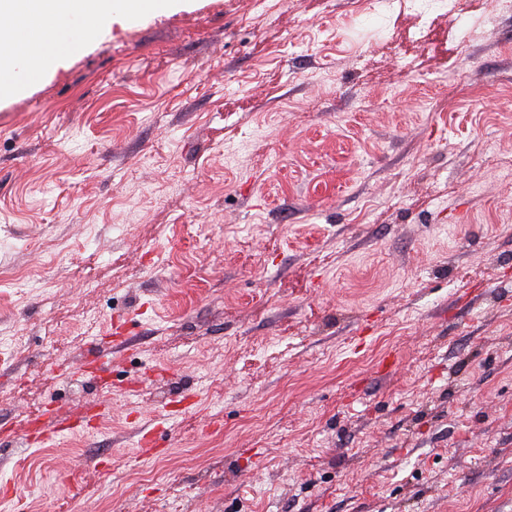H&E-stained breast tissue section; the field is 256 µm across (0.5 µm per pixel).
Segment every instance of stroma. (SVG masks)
<instances>
[{"instance_id": "35a3bbf8", "label": "stroma", "mask_w": 512, "mask_h": 512, "mask_svg": "<svg viewBox=\"0 0 512 512\" xmlns=\"http://www.w3.org/2000/svg\"><path fill=\"white\" fill-rule=\"evenodd\" d=\"M200 2L0 102V512H512V14Z\"/></svg>"}]
</instances>
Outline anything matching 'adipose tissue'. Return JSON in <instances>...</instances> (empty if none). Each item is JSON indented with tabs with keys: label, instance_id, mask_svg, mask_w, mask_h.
Masks as SVG:
<instances>
[{
	"label": "adipose tissue",
	"instance_id": "ef3b65f1",
	"mask_svg": "<svg viewBox=\"0 0 512 512\" xmlns=\"http://www.w3.org/2000/svg\"><path fill=\"white\" fill-rule=\"evenodd\" d=\"M196 0H0V94H27L75 52H89L113 25L193 8Z\"/></svg>",
	"mask_w": 512,
	"mask_h": 512
}]
</instances>
